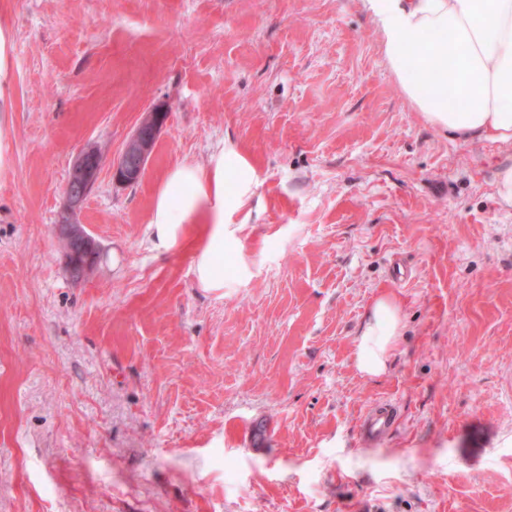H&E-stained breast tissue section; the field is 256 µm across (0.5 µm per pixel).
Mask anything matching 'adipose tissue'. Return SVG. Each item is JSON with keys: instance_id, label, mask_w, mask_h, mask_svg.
<instances>
[{"instance_id": "ef3b65f1", "label": "adipose tissue", "mask_w": 512, "mask_h": 512, "mask_svg": "<svg viewBox=\"0 0 512 512\" xmlns=\"http://www.w3.org/2000/svg\"><path fill=\"white\" fill-rule=\"evenodd\" d=\"M380 35L388 70L434 127L461 140L512 146V0H362ZM457 62L448 73V59ZM257 183L250 158L227 140L207 167L170 169L151 210L158 253L192 244L201 287L224 285L226 225L247 223ZM391 295L371 303L356 342L362 375H384L402 333Z\"/></svg>"}]
</instances>
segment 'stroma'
I'll return each mask as SVG.
<instances>
[{"mask_svg": "<svg viewBox=\"0 0 512 512\" xmlns=\"http://www.w3.org/2000/svg\"><path fill=\"white\" fill-rule=\"evenodd\" d=\"M0 22V512H512V148L428 124L360 0H0ZM226 138L259 183L203 288L190 248L153 250L151 209ZM91 144L101 259L76 281L56 226ZM383 293L404 334L369 378ZM379 401L399 419L368 444ZM14 34L0 23V112H10L12 105V51ZM166 119L167 113L158 109H153L146 114L126 141L119 159L113 162L112 172L117 182L132 184L138 181ZM403 319L391 295L382 294L371 303L356 342L355 366L370 378L384 375L402 333Z\"/></svg>", "mask_w": 512, "mask_h": 512, "instance_id": "35a3bbf8", "label": "stroma"}]
</instances>
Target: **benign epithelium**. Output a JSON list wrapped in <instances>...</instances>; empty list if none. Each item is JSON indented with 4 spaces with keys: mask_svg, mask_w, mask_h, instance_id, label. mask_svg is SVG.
Segmentation results:
<instances>
[{
    "mask_svg": "<svg viewBox=\"0 0 512 512\" xmlns=\"http://www.w3.org/2000/svg\"><path fill=\"white\" fill-rule=\"evenodd\" d=\"M166 119L167 113L158 109L146 114L126 141L119 159L112 165L113 177L117 182L132 184L138 181ZM103 160L104 153L100 147L90 145L84 148L74 160L65 184V202L69 219L57 225V231L60 239L65 242L75 238L82 242L81 251L72 254L69 265L72 276L77 279L83 278L91 271L100 257L99 244L87 233L84 225L74 220V216L98 182Z\"/></svg>",
    "mask_w": 512,
    "mask_h": 512,
    "instance_id": "benign-epithelium-1",
    "label": "benign epithelium"
}]
</instances>
